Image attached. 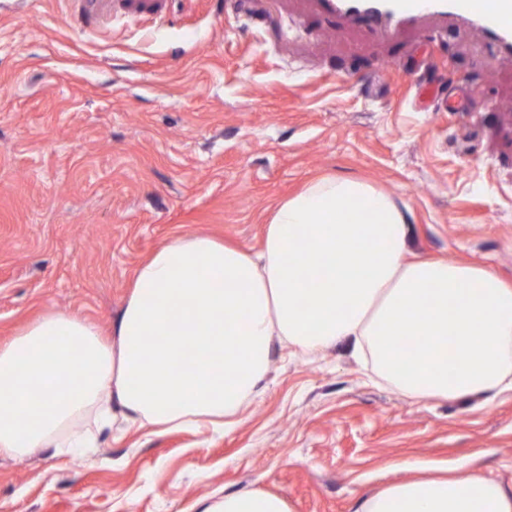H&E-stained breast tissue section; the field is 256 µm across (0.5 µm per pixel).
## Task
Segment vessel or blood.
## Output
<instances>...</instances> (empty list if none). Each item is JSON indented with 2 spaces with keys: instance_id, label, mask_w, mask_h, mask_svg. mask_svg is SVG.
Here are the masks:
<instances>
[{
  "instance_id": "obj_1",
  "label": "vessel or blood",
  "mask_w": 512,
  "mask_h": 512,
  "mask_svg": "<svg viewBox=\"0 0 512 512\" xmlns=\"http://www.w3.org/2000/svg\"><path fill=\"white\" fill-rule=\"evenodd\" d=\"M321 9L366 27L381 39L400 29H421L427 19L454 20L475 28L501 57H512V0L483 9L478 0H319Z\"/></svg>"
}]
</instances>
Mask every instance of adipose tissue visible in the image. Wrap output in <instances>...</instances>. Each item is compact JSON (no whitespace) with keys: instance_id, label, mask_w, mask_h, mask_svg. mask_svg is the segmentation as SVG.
<instances>
[{"instance_id":"ef3b65f1","label":"adipose tissue","mask_w":512,"mask_h":512,"mask_svg":"<svg viewBox=\"0 0 512 512\" xmlns=\"http://www.w3.org/2000/svg\"><path fill=\"white\" fill-rule=\"evenodd\" d=\"M406 236L373 185L324 177L276 207L258 253L174 238L138 267L113 338L54 312L0 344V454L70 456L119 421L223 425L260 393L277 343L347 342L411 398L512 394V288L485 267L407 259ZM357 512H512V490L471 474L404 479Z\"/></svg>"}]
</instances>
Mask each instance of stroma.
Wrapping results in <instances>:
<instances>
[{"label":"stroma","mask_w":512,"mask_h":512,"mask_svg":"<svg viewBox=\"0 0 512 512\" xmlns=\"http://www.w3.org/2000/svg\"><path fill=\"white\" fill-rule=\"evenodd\" d=\"M425 26L383 42L318 0H0V343L52 310L111 333L161 245L258 251L275 205L326 175L405 207L409 258L512 285V60ZM421 88L467 108L417 109ZM265 383L221 431L126 424L70 458L0 455V512H204L248 491L356 512L454 470L512 488L511 396L413 399L343 343L274 345Z\"/></svg>","instance_id":"35a3bbf8"}]
</instances>
